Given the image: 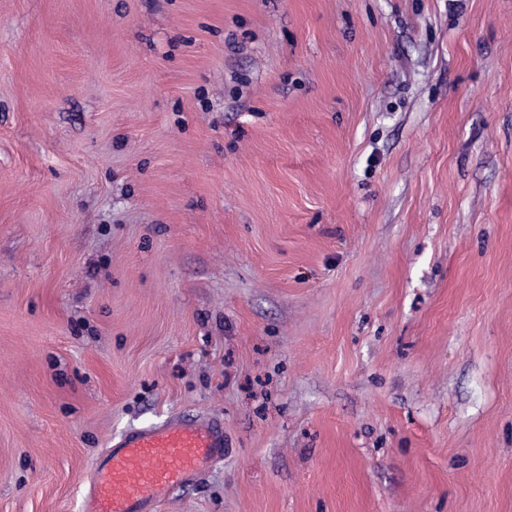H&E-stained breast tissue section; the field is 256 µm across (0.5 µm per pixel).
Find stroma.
Segmentation results:
<instances>
[{"label":"stroma","mask_w":512,"mask_h":512,"mask_svg":"<svg viewBox=\"0 0 512 512\" xmlns=\"http://www.w3.org/2000/svg\"><path fill=\"white\" fill-rule=\"evenodd\" d=\"M176 418L157 512H512V0H0V512Z\"/></svg>","instance_id":"35a3bbf8"}]
</instances>
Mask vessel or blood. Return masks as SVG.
I'll return each mask as SVG.
<instances>
[{
	"instance_id": "1",
	"label": "vessel or blood",
	"mask_w": 512,
	"mask_h": 512,
	"mask_svg": "<svg viewBox=\"0 0 512 512\" xmlns=\"http://www.w3.org/2000/svg\"><path fill=\"white\" fill-rule=\"evenodd\" d=\"M224 458L221 423H169L126 432L95 462L82 512H155L171 490Z\"/></svg>"
}]
</instances>
